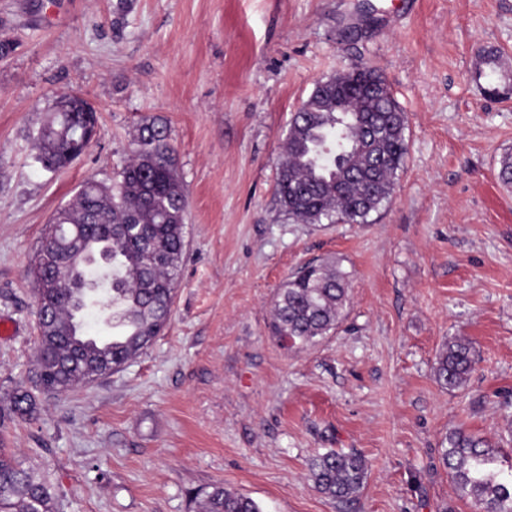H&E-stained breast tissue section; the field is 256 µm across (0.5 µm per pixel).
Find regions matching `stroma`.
<instances>
[{"label":"stroma","instance_id":"obj_1","mask_svg":"<svg viewBox=\"0 0 512 512\" xmlns=\"http://www.w3.org/2000/svg\"><path fill=\"white\" fill-rule=\"evenodd\" d=\"M0 0V411L34 388L29 267L55 209L116 178L138 127L167 125L188 197L167 327L117 372L38 393L0 446L51 484L58 512H201L214 485L262 512H475L441 460L449 432L512 423V0ZM375 66L407 117L391 196L364 224H295L275 196L289 121L315 83ZM63 93L98 111L68 169L30 135ZM333 259L349 274L336 328L273 336L279 289ZM476 369L436 378L449 337ZM369 463L358 499L319 494L328 450Z\"/></svg>","mask_w":512,"mask_h":512}]
</instances>
